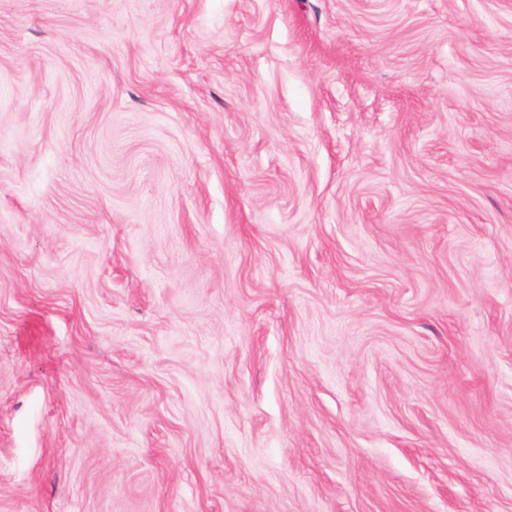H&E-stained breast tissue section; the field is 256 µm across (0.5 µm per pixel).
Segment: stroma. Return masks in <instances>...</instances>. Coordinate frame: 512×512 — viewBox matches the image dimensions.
Masks as SVG:
<instances>
[{
	"label": "stroma",
	"instance_id": "1",
	"mask_svg": "<svg viewBox=\"0 0 512 512\" xmlns=\"http://www.w3.org/2000/svg\"><path fill=\"white\" fill-rule=\"evenodd\" d=\"M0 512H512V0H0Z\"/></svg>",
	"mask_w": 512,
	"mask_h": 512
}]
</instances>
